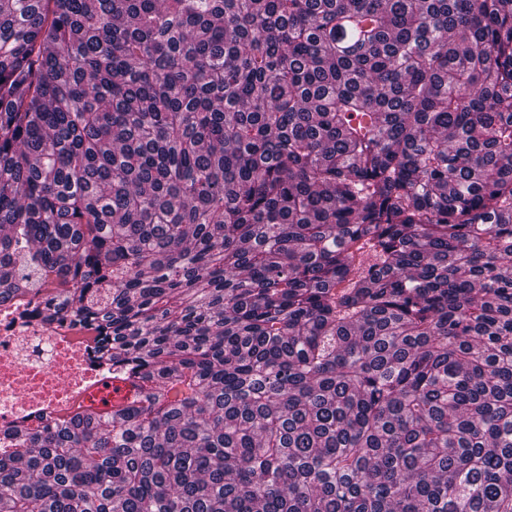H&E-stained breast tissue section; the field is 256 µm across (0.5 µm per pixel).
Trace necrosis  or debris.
<instances>
[{
  "mask_svg": "<svg viewBox=\"0 0 512 512\" xmlns=\"http://www.w3.org/2000/svg\"><path fill=\"white\" fill-rule=\"evenodd\" d=\"M25 296L0 305V440L64 414L101 381L80 326L45 321Z\"/></svg>",
  "mask_w": 512,
  "mask_h": 512,
  "instance_id": "4bbe7bcc",
  "label": "necrosis or debris"
}]
</instances>
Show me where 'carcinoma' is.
Segmentation results:
<instances>
[{"instance_id": "carcinoma-1", "label": "carcinoma", "mask_w": 512, "mask_h": 512, "mask_svg": "<svg viewBox=\"0 0 512 512\" xmlns=\"http://www.w3.org/2000/svg\"><path fill=\"white\" fill-rule=\"evenodd\" d=\"M140 397L0 512H512V0H0V305Z\"/></svg>"}]
</instances>
